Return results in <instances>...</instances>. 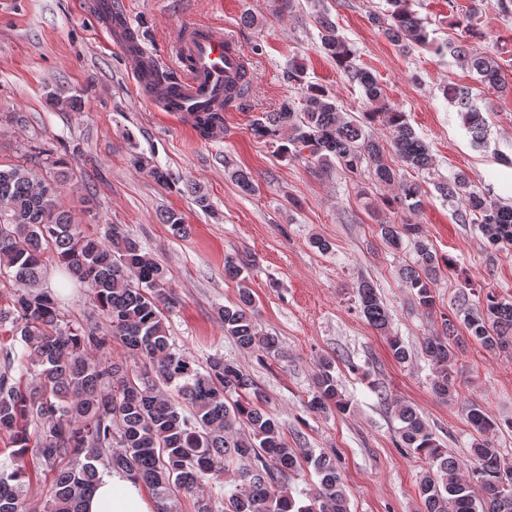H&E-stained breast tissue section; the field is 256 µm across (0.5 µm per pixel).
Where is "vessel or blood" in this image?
Segmentation results:
<instances>
[{
  "label": "vessel or blood",
  "mask_w": 512,
  "mask_h": 512,
  "mask_svg": "<svg viewBox=\"0 0 512 512\" xmlns=\"http://www.w3.org/2000/svg\"><path fill=\"white\" fill-rule=\"evenodd\" d=\"M112 37L122 47L127 69L138 88L160 101L167 111L192 116L221 113L246 93L247 64L239 43L210 25H194L176 32L174 49L181 65L179 78L157 82L158 60L145 50H130L133 29L123 13L114 11L111 0H99Z\"/></svg>",
  "instance_id": "obj_1"
}]
</instances>
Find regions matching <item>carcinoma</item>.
<instances>
[{"label":"carcinoma","instance_id":"cac0c4a2","mask_svg":"<svg viewBox=\"0 0 512 512\" xmlns=\"http://www.w3.org/2000/svg\"><path fill=\"white\" fill-rule=\"evenodd\" d=\"M387 3V11L372 20L389 40L407 52L431 43L411 0ZM479 10L477 4L456 21L462 40L439 43L436 50L467 66L481 86L501 91L506 81L495 58L468 44L483 37L473 25ZM317 23L321 50L359 83L373 110L361 121L345 118L332 93L307 81L306 66L295 60L288 80L300 87L302 105L283 101L254 119L250 133L292 157L306 150V157L323 166L336 162L355 173L365 164L377 182L397 185L396 203L410 210L421 206L420 185L402 177L387 155H396L407 168L430 171L427 145L405 113L386 103L377 76L355 65L329 14L320 13ZM443 95L456 105L473 140H482L486 118L473 87L450 83ZM378 117L392 130L386 145L364 129ZM221 123L223 117L213 113L198 119L196 128L208 138ZM39 154L45 173L38 182L24 164H0V286L11 288L10 301L0 307V324L11 323L20 343L6 353V370L0 373V433L14 446L11 472L0 474V512H23L31 465L54 473L47 512H82L80 503L97 483L102 463L141 479L156 499L157 512H173L169 501L176 492L193 491L208 475L229 473L235 488L221 485L214 495L199 496L196 512H349L336 455L288 447L278 420L259 406L262 396L241 366L216 353L201 370L170 343L165 312L177 297L167 268L120 224L90 230L74 223L59 205L70 176L68 163L44 149ZM435 189L462 204L460 223L478 225L495 246L512 245V206L478 190L464 173L435 181ZM419 232L416 224L380 225L381 237L392 247L405 235L416 238L418 260L402 275L419 307L429 311L435 305L432 284L452 261L418 239ZM47 256L87 288L105 333L64 324L58 300L43 287ZM357 297L368 323L387 332L390 316L373 283L361 282ZM217 316L224 334L241 348L275 351L274 337L257 330L250 289L241 287L237 301L219 308ZM463 324L483 347L512 351L511 300L489 290L482 303L468 309ZM111 337L123 344L132 363L112 360L107 353ZM456 338L457 328L448 321L442 334L422 344L433 390L448 401L455 392L449 368ZM387 343L396 361L409 359L400 337L389 336ZM14 368L17 379L10 375ZM307 408L340 414L350 409L330 359L318 365ZM465 412L479 439L471 448L473 465L464 471L413 407L397 411L399 446L425 464L419 482L424 512H512V461L494 442L499 424L477 402L468 403ZM67 457L69 467L60 468ZM310 466L319 483L311 504L299 506L286 480Z\"/></svg>","mask_w":512,"mask_h":512}]
</instances>
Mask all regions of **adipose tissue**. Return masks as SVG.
<instances>
[{
    "mask_svg": "<svg viewBox=\"0 0 512 512\" xmlns=\"http://www.w3.org/2000/svg\"><path fill=\"white\" fill-rule=\"evenodd\" d=\"M84 512H153L152 504L139 480L117 471H108L83 503Z\"/></svg>",
    "mask_w": 512,
    "mask_h": 512,
    "instance_id": "obj_1",
    "label": "adipose tissue"
}]
</instances>
